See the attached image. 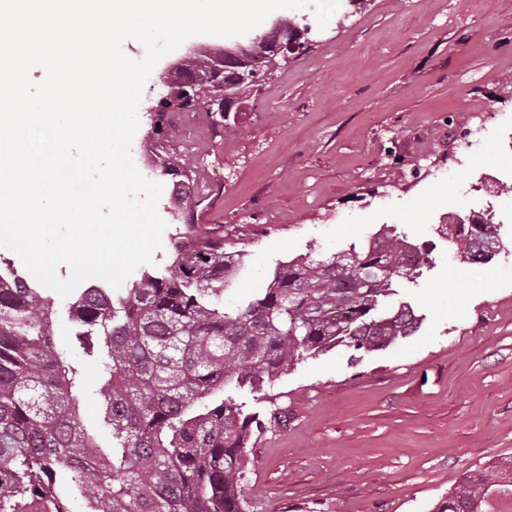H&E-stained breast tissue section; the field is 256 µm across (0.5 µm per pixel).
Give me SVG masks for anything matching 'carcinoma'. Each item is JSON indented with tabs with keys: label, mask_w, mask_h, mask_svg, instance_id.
Wrapping results in <instances>:
<instances>
[{
	"label": "carcinoma",
	"mask_w": 512,
	"mask_h": 512,
	"mask_svg": "<svg viewBox=\"0 0 512 512\" xmlns=\"http://www.w3.org/2000/svg\"><path fill=\"white\" fill-rule=\"evenodd\" d=\"M182 109L218 128L206 99ZM154 119L156 173L195 186L191 166L166 148L170 113ZM200 202L197 193L170 202V264L122 292L84 288L71 305L83 335L102 337L108 350L100 394L110 449L80 425L51 300L15 268L0 271V512H63L66 494L85 485L94 489L85 512H245V449L263 423L239 394L265 392L304 359L339 347L385 350L420 328L411 305L388 304L394 279L422 274L404 261L416 248L389 230L283 264L265 287L226 305L241 251L224 226L195 223ZM448 245L467 263L504 248L488 224L448 225ZM47 482L57 499L41 495ZM495 486L472 473L440 512H482Z\"/></svg>",
	"instance_id": "obj_1"
}]
</instances>
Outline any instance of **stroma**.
<instances>
[{
	"mask_svg": "<svg viewBox=\"0 0 512 512\" xmlns=\"http://www.w3.org/2000/svg\"><path fill=\"white\" fill-rule=\"evenodd\" d=\"M244 99L225 131L174 113L168 143L195 168L198 223L245 252L227 303L380 230L431 251L391 299L422 316L412 336L307 359L245 397L265 424L246 449L248 512H436L466 475L512 462V181L491 187L505 243L491 262L459 263L430 232L479 207L482 171L512 167V0H367ZM50 299L80 422L111 447L104 345Z\"/></svg>",
	"mask_w": 512,
	"mask_h": 512,
	"instance_id": "35a3bbf8",
	"label": "stroma"
}]
</instances>
